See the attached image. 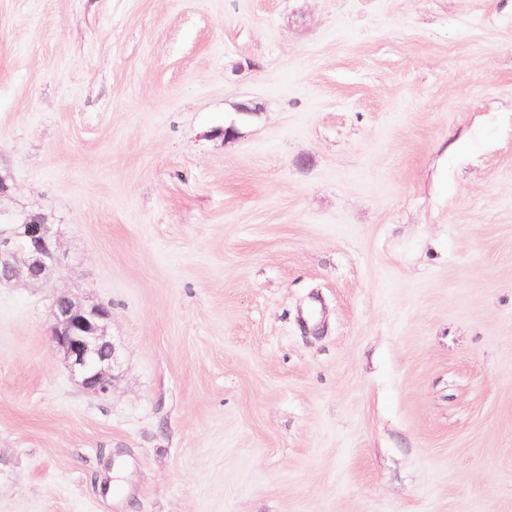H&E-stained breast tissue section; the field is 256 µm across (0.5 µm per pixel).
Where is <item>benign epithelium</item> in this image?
Returning a JSON list of instances; mask_svg holds the SVG:
<instances>
[{"label": "benign epithelium", "mask_w": 512, "mask_h": 512, "mask_svg": "<svg viewBox=\"0 0 512 512\" xmlns=\"http://www.w3.org/2000/svg\"><path fill=\"white\" fill-rule=\"evenodd\" d=\"M60 231L41 215L23 221H0V282L22 275L43 282L58 264ZM51 339L87 390L106 393L112 385L115 346L108 334L111 311L102 304H85L62 293L56 296Z\"/></svg>", "instance_id": "7a95c632"}]
</instances>
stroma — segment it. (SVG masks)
Returning a JSON list of instances; mask_svg holds the SVG:
<instances>
[{
    "label": "stroma",
    "instance_id": "1",
    "mask_svg": "<svg viewBox=\"0 0 512 512\" xmlns=\"http://www.w3.org/2000/svg\"><path fill=\"white\" fill-rule=\"evenodd\" d=\"M0 170V512H512V0H0ZM60 231L45 216L2 222L0 209V283L22 275L43 282L59 261ZM51 339L87 390L107 393L112 385L115 346L108 334L111 311L102 304H85L62 293L56 296Z\"/></svg>",
    "mask_w": 512,
    "mask_h": 512
}]
</instances>
